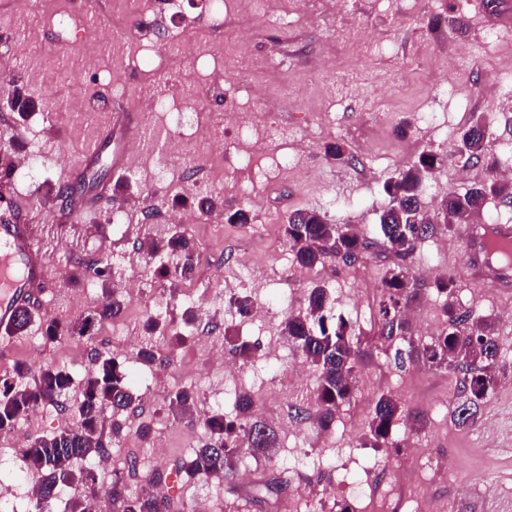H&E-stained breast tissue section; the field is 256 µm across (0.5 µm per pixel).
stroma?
I'll list each match as a JSON object with an SVG mask.
<instances>
[{"label": "stroma", "mask_w": 512, "mask_h": 512, "mask_svg": "<svg viewBox=\"0 0 512 512\" xmlns=\"http://www.w3.org/2000/svg\"><path fill=\"white\" fill-rule=\"evenodd\" d=\"M455 16L465 21V34L452 30ZM244 34L254 55L271 51L264 72L242 59L238 41ZM183 40L198 45L197 57L178 55L176 45ZM296 41L311 52L349 59L350 66L336 74L331 90H323L322 75L309 70L298 77L291 97L256 99L252 89L258 81L295 75L290 59L273 49ZM506 44L512 45V0L493 11L484 0H347L342 8L337 0H280L276 18L267 21L241 12L238 0H224L220 22L212 17L208 0H178L173 6L159 0L148 21L142 20L137 0L107 5L92 20L82 0H0V74L37 89L45 102L17 131L8 124L9 111L0 110V140L10 141V152L18 157L31 147L40 153L37 183L16 182L12 189L32 200L35 244L49 270L28 330L0 333V374L23 362L35 370L64 367L75 378L60 404L38 408L35 436L77 427L79 381L87 372V357L96 353L123 363L141 394L135 422L110 444L112 468L100 476L99 497H106L126 458L139 457L143 477L174 471L204 435L205 415L233 413L237 394L250 393L260 402L267 393L282 392L286 401H267L265 410L275 420L282 461L248 457L233 482L185 483L172 503L174 512L201 497L209 500L210 512H285L291 503L300 504V512H329L337 501L353 512H377L391 484L400 487L391 512H411L412 498L424 484L447 512H512V292L470 278L464 225L419 242L407 265L419 290L410 305L413 344L427 342L446 325L434 290L439 279H452L457 303L494 325L500 381L471 429L459 430L450 419L458 373L417 360L397 368L396 346L379 338L377 325L381 280L389 264L379 227L382 185L423 152H452V159L425 180L424 205L433 212L448 193L465 192L503 165L501 147L512 144V73L500 64ZM462 47L468 50L467 66L445 71L449 55ZM227 68L233 71L236 98L263 114L271 131L264 153L251 155L252 138L227 129L223 110L213 105L221 87L216 72ZM157 93L197 112L189 135L198 166L215 181L245 177L259 168L268 173V182L245 199L180 224L176 213L196 211L197 197L184 192L179 173L167 184H155L158 150L152 147L139 154L130 171L108 172L107 183L128 184V195L105 199L82 223L68 221L46 192L62 176L58 156L93 142L115 104L144 113L145 97ZM478 119L489 132L486 166L454 153L461 134ZM218 139L228 142V151L214 149ZM334 143L342 146L346 161L326 154ZM276 157L287 158V170L275 169ZM240 207L249 210L251 223H227L226 212ZM303 209L354 226L372 248L350 266L333 258L314 269L299 266L283 226L291 213ZM117 211L129 219L121 237L112 233ZM174 229L200 257L192 280L154 276L147 257L127 260L134 243L166 239ZM242 244L257 268L258 281L250 289L233 257ZM78 257L108 262L118 291L138 289V298L125 302L117 323H104L92 339L48 341L47 323L76 320L104 301L100 287L88 290L70 282L71 263ZM317 284L328 288L336 312L352 323L359 339L357 391L337 409L325 438L312 421L297 415V407L313 405L314 376L281 332L285 317L304 309ZM244 293L254 302L273 304L274 315L259 321L227 308L230 297ZM155 314L167 334L155 337L157 360L146 367L119 342L143 337L144 321ZM178 332L184 341L175 340ZM228 332L261 346L236 374L211 362L212 350L225 349ZM182 390L194 395L187 412L169 407L170 398ZM382 393L406 412L392 429L393 441L410 439L427 456L408 460L411 478L391 472L381 483L375 475L386 449L364 448L360 442ZM142 421L150 422L154 437L164 438L163 451L137 437ZM274 478L286 485L276 503L257 502L255 488ZM29 481L20 448L0 442V483L11 486L15 512L30 510L23 496Z\"/></svg>", "instance_id": "1"}]
</instances>
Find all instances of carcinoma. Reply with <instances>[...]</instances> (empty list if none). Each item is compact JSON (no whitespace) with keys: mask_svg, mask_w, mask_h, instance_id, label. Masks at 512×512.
<instances>
[{"mask_svg":"<svg viewBox=\"0 0 512 512\" xmlns=\"http://www.w3.org/2000/svg\"><path fill=\"white\" fill-rule=\"evenodd\" d=\"M10 107L21 123L36 107L34 94L14 91ZM485 124L475 121L462 134L455 152L464 154L475 164L483 161L487 145ZM445 160V155L429 151L418 161L386 180L383 186L385 200L379 214L380 231L384 244L392 255L391 264L382 278L378 304L380 338L385 341L406 340L410 335L403 309L417 295L418 289L409 287L406 260L415 245L434 234L437 229L449 230L454 224H468L483 211L492 198H509L507 186L490 179L463 193H450L444 199L441 216L444 224L438 226L427 219L421 203L425 174ZM284 234L295 260L303 267L314 268L330 256L346 265L355 264L369 243L350 224H334L326 215L315 210H297L288 216ZM164 251L182 255V264L169 269L160 262L154 272L167 276L174 273L182 280L192 278L195 270L194 251L178 231L171 233L166 244L150 246L152 258H161ZM101 284L106 294L102 310L95 311L73 322H51L45 327L49 341L69 338H91L100 330L104 320L118 315L120 301L115 297L112 268L101 261H88L70 273L78 281L87 274ZM442 298V307L448 326L426 343L410 348L408 358L423 360L433 366H452L463 374L460 394L450 411L454 425L460 429L473 426L481 404L496 385L495 367L499 345L490 321L473 316L454 300V282L451 279L436 284ZM34 316L27 307L18 308L11 333L26 330ZM282 332L295 343L304 362L315 373L314 404L318 427L330 429L336 409L350 401L356 392V361L358 339L351 325L341 315L333 313L326 289L315 286L307 298L305 310L291 313L284 321ZM224 340L242 360L255 357L259 345L238 337ZM30 368L16 364L12 372L0 375V431L13 428L29 412L51 403L73 384L71 374L57 367H47L39 373L34 384L27 379ZM131 381L126 371L114 358H95L92 375L82 386V400L78 412L80 423L75 429L64 430L51 437L34 439L22 450L28 475L38 487L36 512H46L43 505L57 499L62 490L73 486L82 494L66 503L65 512H87V502L97 494L98 475L85 465L74 469L79 461L101 458L107 452L109 441L103 431L102 418L108 410H125L135 403ZM236 414L222 412L209 415L204 426L206 435L193 449L191 457L175 467L186 482L197 478L230 480L238 461L246 454L272 459L278 447L274 428L256 417L253 399L248 393L236 398ZM468 412L462 416V412ZM403 411L396 400L380 395L368 421L361 446L388 448L393 446L389 436L393 425L401 420ZM112 503L117 512H171V502L158 498L144 489L138 494L129 492L122 476L112 480Z\"/></svg>","mask_w":512,"mask_h":512,"instance_id":"obj_1","label":"carcinoma"}]
</instances>
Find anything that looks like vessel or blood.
<instances>
[{
  "mask_svg": "<svg viewBox=\"0 0 512 512\" xmlns=\"http://www.w3.org/2000/svg\"><path fill=\"white\" fill-rule=\"evenodd\" d=\"M140 121L131 112H116L102 139L112 140V167L122 171L132 162ZM11 179L0 172V330H10L20 305L30 303L47 281L46 262L36 248L30 224V203L13 197ZM470 270L475 279H493L512 290V226L485 224L473 235Z\"/></svg>",
  "mask_w": 512,
  "mask_h": 512,
  "instance_id": "obj_1",
  "label": "vessel or blood"
}]
</instances>
